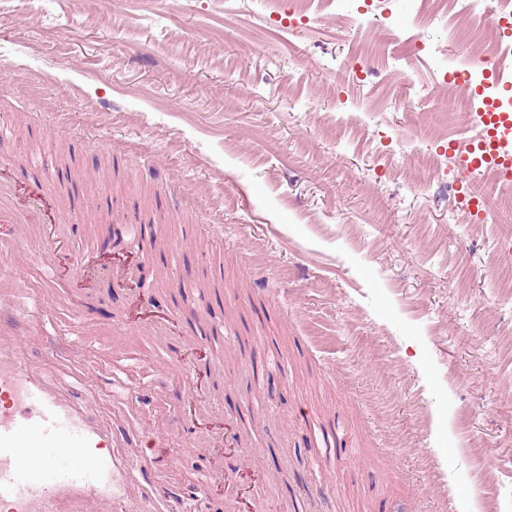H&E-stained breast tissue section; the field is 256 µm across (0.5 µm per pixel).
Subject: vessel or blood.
I'll return each instance as SVG.
<instances>
[{
  "mask_svg": "<svg viewBox=\"0 0 512 512\" xmlns=\"http://www.w3.org/2000/svg\"><path fill=\"white\" fill-rule=\"evenodd\" d=\"M485 131L495 139L512 131V111L492 105ZM25 209L13 203L12 191L0 182V224L13 227V238L0 245L7 262L0 269V512H125L130 490L158 495L150 477L157 469L146 449L126 445L120 428L133 420L143 399L139 388L119 377L111 364L86 368L80 360L84 339L99 331L104 348L112 346V330L97 326L89 302L61 293L52 272L53 249H70L67 240L50 241L47 227L61 216L49 200L48 188L34 178L26 185ZM31 309L23 317L10 310L17 296ZM170 312L148 318L138 335L163 342L169 334ZM46 343L73 375L112 388L116 405L110 419L94 421L73 402L66 388L49 383L30 363L29 347ZM182 389L198 399L200 368L178 363ZM206 451L223 450L219 478L225 512H240L243 461L252 451L245 445L240 423L226 421L221 435L206 439Z\"/></svg>",
  "mask_w": 512,
  "mask_h": 512,
  "instance_id": "obj_1",
  "label": "vessel or blood"
}]
</instances>
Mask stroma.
<instances>
[{
  "mask_svg": "<svg viewBox=\"0 0 512 512\" xmlns=\"http://www.w3.org/2000/svg\"><path fill=\"white\" fill-rule=\"evenodd\" d=\"M419 0H387L398 44L447 50L419 29ZM0 0V168L52 153L58 230L75 248L129 247L126 209L151 231L139 295L63 261L68 292L120 324L117 350L146 383L196 359L212 424L245 412L263 491L252 512H512V305L492 270L501 219L449 223L450 184L410 193L417 173L373 140L410 137L404 78L375 69L345 86L338 131L329 79L370 50L336 0H315L295 39L256 0ZM298 47L289 59L288 44ZM175 310L168 345L135 334L146 303ZM219 329L188 340L199 314ZM183 441L161 479L201 491L220 457Z\"/></svg>",
  "mask_w": 512,
  "mask_h": 512,
  "instance_id": "obj_1",
  "label": "stroma"
}]
</instances>
